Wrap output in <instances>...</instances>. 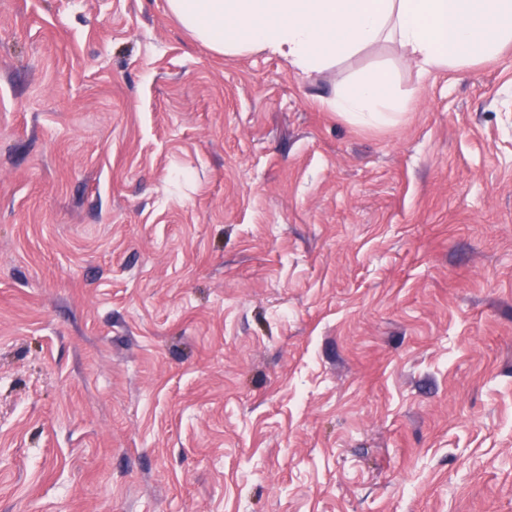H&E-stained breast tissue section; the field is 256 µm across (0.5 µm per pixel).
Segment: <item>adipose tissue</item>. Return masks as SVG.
<instances>
[{"label": "adipose tissue", "mask_w": 512, "mask_h": 512, "mask_svg": "<svg viewBox=\"0 0 512 512\" xmlns=\"http://www.w3.org/2000/svg\"><path fill=\"white\" fill-rule=\"evenodd\" d=\"M170 13L213 51H265L302 73L323 70L387 38L419 72L496 57L512 44V0H167ZM350 121L382 125L405 111L387 72L327 99Z\"/></svg>", "instance_id": "ef3b65f1"}]
</instances>
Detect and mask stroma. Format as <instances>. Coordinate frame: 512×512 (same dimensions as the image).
Wrapping results in <instances>:
<instances>
[{"label": "stroma", "instance_id": "1", "mask_svg": "<svg viewBox=\"0 0 512 512\" xmlns=\"http://www.w3.org/2000/svg\"><path fill=\"white\" fill-rule=\"evenodd\" d=\"M378 68L393 123L326 106ZM0 512H512V48L0 0Z\"/></svg>", "mask_w": 512, "mask_h": 512}]
</instances>
